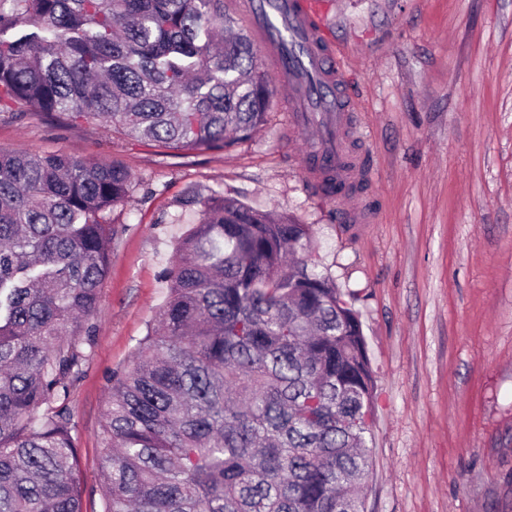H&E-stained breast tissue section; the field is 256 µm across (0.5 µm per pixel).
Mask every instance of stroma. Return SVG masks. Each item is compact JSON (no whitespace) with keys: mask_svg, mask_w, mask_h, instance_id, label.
Wrapping results in <instances>:
<instances>
[{"mask_svg":"<svg viewBox=\"0 0 512 512\" xmlns=\"http://www.w3.org/2000/svg\"><path fill=\"white\" fill-rule=\"evenodd\" d=\"M320 2L373 169L342 203L311 185L277 78L267 125L221 151L0 118V151L118 162L132 178L108 214L93 342L68 399L83 512H101L108 377L158 315L192 199L214 194L311 225L310 261L360 314L377 412L367 512H512V0ZM363 203L374 223L338 222Z\"/></svg>","mask_w":512,"mask_h":512,"instance_id":"obj_1","label":"stroma"}]
</instances>
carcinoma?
Wrapping results in <instances>:
<instances>
[{
    "instance_id": "obj_1",
    "label": "carcinoma",
    "mask_w": 512,
    "mask_h": 512,
    "mask_svg": "<svg viewBox=\"0 0 512 512\" xmlns=\"http://www.w3.org/2000/svg\"><path fill=\"white\" fill-rule=\"evenodd\" d=\"M226 0H0V115L169 151L267 124L273 89ZM126 168L0 152V512H82L67 406ZM164 270L158 323L112 371L102 512H366L375 382L313 229L226 196Z\"/></svg>"
}]
</instances>
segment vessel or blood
Here are the masks:
<instances>
[{
    "mask_svg": "<svg viewBox=\"0 0 512 512\" xmlns=\"http://www.w3.org/2000/svg\"><path fill=\"white\" fill-rule=\"evenodd\" d=\"M245 9L271 69L294 89L291 130L308 129L310 147L324 149L346 183L362 179L367 167L350 147L352 107L342 94L344 69L325 62L327 31L318 0H247Z\"/></svg>",
    "mask_w": 512,
    "mask_h": 512,
    "instance_id": "obj_1",
    "label": "vessel or blood"
}]
</instances>
